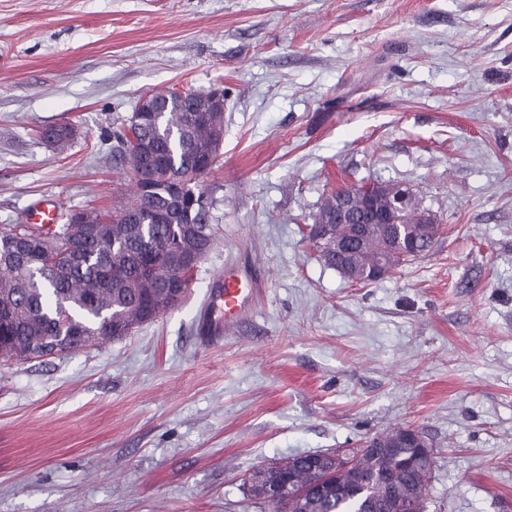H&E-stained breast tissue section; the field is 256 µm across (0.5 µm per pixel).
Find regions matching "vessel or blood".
Returning a JSON list of instances; mask_svg holds the SVG:
<instances>
[{"label":"vessel or blood","mask_w":512,"mask_h":512,"mask_svg":"<svg viewBox=\"0 0 512 512\" xmlns=\"http://www.w3.org/2000/svg\"><path fill=\"white\" fill-rule=\"evenodd\" d=\"M253 283L234 269L214 276L211 291L199 314L198 326L212 338H221L237 325L249 310Z\"/></svg>","instance_id":"b4317fda"}]
</instances>
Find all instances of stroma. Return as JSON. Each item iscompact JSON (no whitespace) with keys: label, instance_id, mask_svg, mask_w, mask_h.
<instances>
[{"label":"stroma","instance_id":"obj_1","mask_svg":"<svg viewBox=\"0 0 512 512\" xmlns=\"http://www.w3.org/2000/svg\"><path fill=\"white\" fill-rule=\"evenodd\" d=\"M214 87L211 250L130 336L0 361V512H270L253 466L399 425L435 446L427 512H512V0H0V231L46 197L112 209L139 96ZM60 123L74 139L42 142ZM362 181L439 224L368 285L309 238ZM237 263L252 312L201 343Z\"/></svg>","mask_w":512,"mask_h":512}]
</instances>
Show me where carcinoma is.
<instances>
[{
  "label": "carcinoma",
  "mask_w": 512,
  "mask_h": 512,
  "mask_svg": "<svg viewBox=\"0 0 512 512\" xmlns=\"http://www.w3.org/2000/svg\"><path fill=\"white\" fill-rule=\"evenodd\" d=\"M152 97L169 106L145 113L140 130L113 134L114 151L130 174L152 163L162 169L150 192L135 186L110 214L75 211L67 223L46 230L17 224L0 232V346L14 358L28 359L36 350L61 352L72 336L84 348L130 335L180 301L165 287V249L180 246L189 225L212 242L210 217L218 198L202 179L217 163L211 143L224 130V110L190 114L170 90ZM39 135L52 136L57 144L73 137L68 124L46 126ZM335 213L336 198L330 197L316 219L324 236L314 245L321 261L334 268L341 261L336 241H357L349 260L356 279L363 281L388 257L383 229L338 224ZM96 225L107 226L106 235H92ZM437 231L412 225L418 254L431 251ZM344 455L350 468L343 471L336 469L333 452L255 466L245 479L247 496L273 512H412L411 503L425 499L435 455L414 467L409 444L388 454L360 445L344 449ZM322 475L339 481L342 491L327 497L295 491L286 502L266 495L274 482L305 487Z\"/></svg>",
  "instance_id": "carcinoma-1"
}]
</instances>
